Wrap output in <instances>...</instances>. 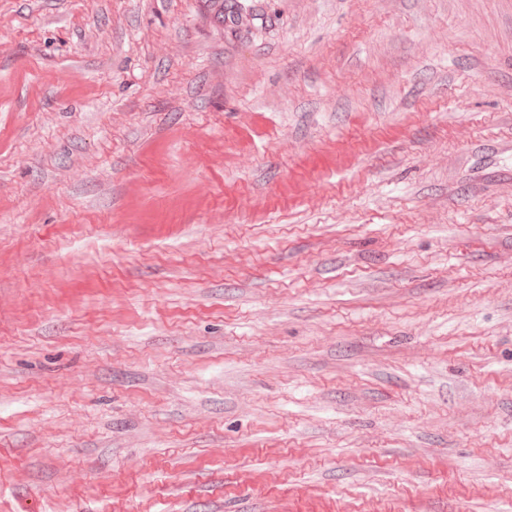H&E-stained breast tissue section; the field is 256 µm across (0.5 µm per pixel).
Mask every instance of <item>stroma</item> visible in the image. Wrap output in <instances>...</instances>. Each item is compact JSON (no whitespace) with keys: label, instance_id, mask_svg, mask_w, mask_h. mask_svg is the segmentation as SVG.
Segmentation results:
<instances>
[{"label":"stroma","instance_id":"1","mask_svg":"<svg viewBox=\"0 0 512 512\" xmlns=\"http://www.w3.org/2000/svg\"><path fill=\"white\" fill-rule=\"evenodd\" d=\"M0 512H512V0H0Z\"/></svg>","mask_w":512,"mask_h":512}]
</instances>
